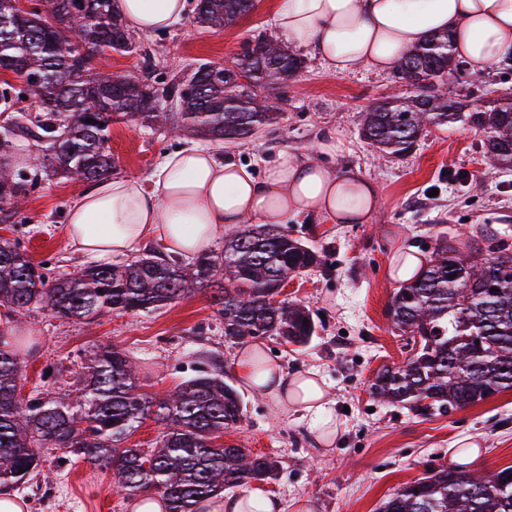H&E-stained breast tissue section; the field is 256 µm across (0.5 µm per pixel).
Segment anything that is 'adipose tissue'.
<instances>
[{
	"label": "adipose tissue",
	"instance_id": "obj_1",
	"mask_svg": "<svg viewBox=\"0 0 512 512\" xmlns=\"http://www.w3.org/2000/svg\"><path fill=\"white\" fill-rule=\"evenodd\" d=\"M114 7L132 29L151 33L179 21L187 0H116ZM274 20L283 38L313 45L333 75L359 66L391 70L439 32L451 35L454 54L474 71L512 54V0H277ZM344 149L340 135L327 134L317 144V159L284 151L259 179L212 149L186 146L164 154L148 180L97 182L70 207L65 233L76 253L102 260L131 254L150 239L191 257L225 229L253 221L282 224L305 213L361 224L379 198L371 182L330 164ZM236 369L281 415L308 416L335 433L334 399L316 370L288 375L254 345L239 350Z\"/></svg>",
	"mask_w": 512,
	"mask_h": 512
}]
</instances>
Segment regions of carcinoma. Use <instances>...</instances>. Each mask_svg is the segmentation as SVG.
Returning a JSON list of instances; mask_svg holds the SVG:
<instances>
[{"label": "carcinoma", "instance_id": "1", "mask_svg": "<svg viewBox=\"0 0 512 512\" xmlns=\"http://www.w3.org/2000/svg\"><path fill=\"white\" fill-rule=\"evenodd\" d=\"M35 2L43 8L21 12L14 0H0V63L21 84L0 85V112L11 113L0 134L1 224L27 219L24 208L36 187L13 161L20 140L41 144L34 168L96 183L115 168L108 146L113 121L164 124L177 133L191 129L212 141H246L277 123L284 97L268 90L304 64L278 41L259 35L244 42L229 68L201 62L190 74L155 85L107 69L110 53L136 51L114 0ZM253 9L254 0H195L193 14L199 26L222 30ZM464 67L448 34L430 36L396 64L414 95L404 102L382 101L364 113L363 138L379 151L404 154L427 123L460 121L484 133L483 154L492 165L512 168V92L484 110L466 109L442 90L448 72ZM242 76L247 82L238 81ZM24 96L35 101L36 116L18 107ZM479 236L465 254L455 245V233L440 234L418 277L395 289L390 316L411 356L377 372L370 383L373 395L447 416L512 390V249L487 226ZM319 262L317 251L290 237L288 226L252 224L225 236L224 250H203L189 262L154 251L49 280L26 252L1 240L0 306L18 314L37 306L56 318L91 324L210 290L228 339L273 336L303 347L316 333L310 311L285 301L274 306L268 298ZM490 288L496 289L492 296ZM13 331L0 328V486L12 489L31 480L52 449L112 471L114 484L128 497L156 490L168 512H200L202 502L227 489L279 476L277 458L217 443L225 430L244 421L241 395L220 371L199 369L155 401L139 390L129 355L106 344L81 365L75 394L55 395L63 377L57 370L22 399ZM479 331L487 340L481 352L469 342ZM151 414L163 425L159 446H124L135 424ZM510 475L512 466L488 473L442 466L389 495L379 512H512Z\"/></svg>", "mask_w": 512, "mask_h": 512}]
</instances>
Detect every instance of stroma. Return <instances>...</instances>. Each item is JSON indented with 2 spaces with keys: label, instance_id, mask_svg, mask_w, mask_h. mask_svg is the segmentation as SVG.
<instances>
[{
  "label": "stroma",
  "instance_id": "1",
  "mask_svg": "<svg viewBox=\"0 0 512 512\" xmlns=\"http://www.w3.org/2000/svg\"><path fill=\"white\" fill-rule=\"evenodd\" d=\"M275 3L256 0L248 16L220 32L197 26L188 14L167 30L134 33L136 52L113 54L110 68L161 81L203 61L230 64L246 39L274 34ZM288 47L305 66L284 89L287 105L278 122L250 141H224L215 148L260 177L279 152H313L321 136L334 131L346 142L336 168L359 173L376 188L379 206L366 223L339 224L314 213L288 218L291 236L314 247L321 263L289 278L281 298L316 315L317 334L304 347L270 336L257 339L288 372L313 368L329 384L337 425L331 445L322 444L311 420L280 415L269 399L239 383V344L225 338L224 321L206 290L154 312L112 315L93 326L38 309L18 317L26 362L23 394L41 386L44 368L78 370L84 355L100 344L128 352L143 391L158 398L207 359L237 385L246 405L245 422L225 431L224 443L281 462L279 478L260 486L278 499L281 512H295L301 500L313 512H377L398 487L452 465L469 440L479 451L468 470L512 466V390L431 418L369 393L378 369L401 365L410 356L388 316L396 287L389 277L392 259L409 247L430 257L440 232H459L464 244L485 225L512 245V170L491 169L481 132L461 122L428 126L411 153L376 152L361 136L363 112L388 97H409L411 86L395 72L365 67L334 76L311 45L292 41ZM188 141L134 121L112 123L113 174L146 179L162 155ZM86 189L40 174L26 206L28 222L0 223V239L18 242L50 276L79 271L88 261L70 248L65 226L69 207ZM19 495L30 512H132L129 498L113 487L110 471L65 458L58 449L48 452L44 467Z\"/></svg>",
  "mask_w": 512,
  "mask_h": 512
}]
</instances>
